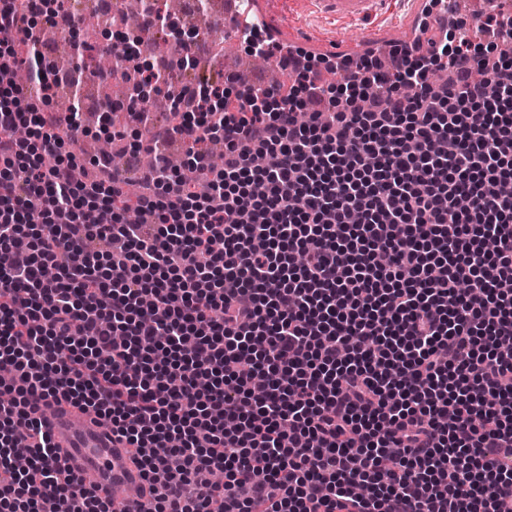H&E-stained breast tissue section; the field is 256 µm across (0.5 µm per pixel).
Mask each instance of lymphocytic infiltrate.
Returning a JSON list of instances; mask_svg holds the SVG:
<instances>
[{"instance_id":"f902f5d3","label":"lymphocytic infiltrate","mask_w":512,"mask_h":512,"mask_svg":"<svg viewBox=\"0 0 512 512\" xmlns=\"http://www.w3.org/2000/svg\"><path fill=\"white\" fill-rule=\"evenodd\" d=\"M463 26L327 87L250 31L286 91L114 47L101 82L187 107L137 223L109 155L74 176L84 113L0 81V501L112 512L34 415L63 394L137 449L150 512H512V53ZM32 36L0 0V73Z\"/></svg>"}]
</instances>
